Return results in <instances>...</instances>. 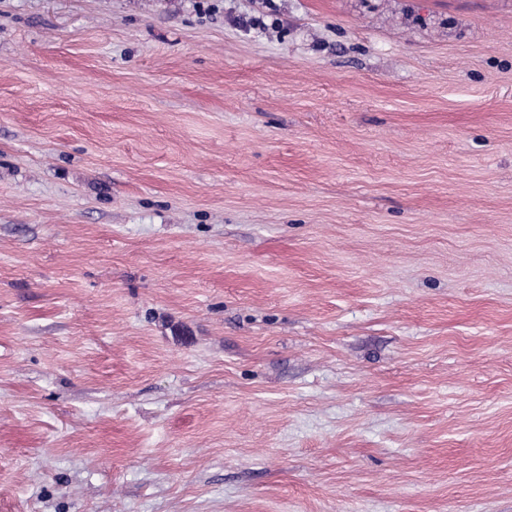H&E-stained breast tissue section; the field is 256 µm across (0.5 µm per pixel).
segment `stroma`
<instances>
[{
    "mask_svg": "<svg viewBox=\"0 0 512 512\" xmlns=\"http://www.w3.org/2000/svg\"><path fill=\"white\" fill-rule=\"evenodd\" d=\"M0 512H512V0H0Z\"/></svg>",
    "mask_w": 512,
    "mask_h": 512,
    "instance_id": "35a3bbf8",
    "label": "stroma"
}]
</instances>
